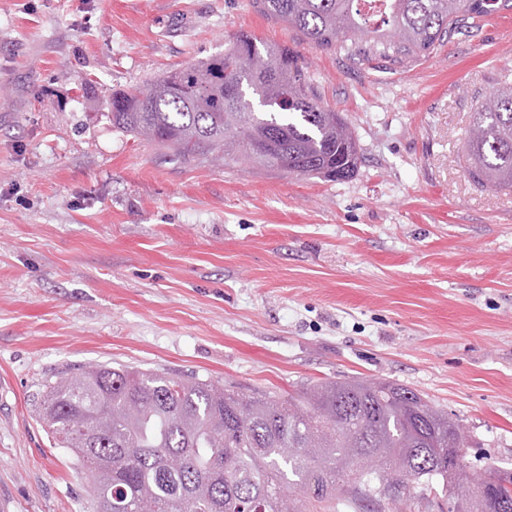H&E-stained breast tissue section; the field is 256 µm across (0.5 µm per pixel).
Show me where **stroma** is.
I'll return each instance as SVG.
<instances>
[{
	"label": "stroma",
	"mask_w": 512,
	"mask_h": 512,
	"mask_svg": "<svg viewBox=\"0 0 512 512\" xmlns=\"http://www.w3.org/2000/svg\"><path fill=\"white\" fill-rule=\"evenodd\" d=\"M246 31L296 51L363 154L332 182L182 163L113 92ZM512 81V10L398 65L303 42L251 0H0V512H93L32 415L90 361L245 393L388 380L512 470V191L472 184L471 114Z\"/></svg>",
	"instance_id": "35a3bbf8"
}]
</instances>
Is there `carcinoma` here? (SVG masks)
Here are the masks:
<instances>
[{"mask_svg": "<svg viewBox=\"0 0 512 512\" xmlns=\"http://www.w3.org/2000/svg\"><path fill=\"white\" fill-rule=\"evenodd\" d=\"M253 0L262 15L318 49L353 60L403 62L430 54L459 24L512 0ZM112 127L184 162L242 154L259 169L327 181L351 178L356 136L319 104L288 47L245 32L224 53L112 95ZM480 190H512V82L472 113L465 145ZM54 445L91 474L95 509L112 512H337L419 498L442 484L464 512H495L496 487L474 494L450 476L446 448L460 426L418 393L389 381L319 383L281 399L208 379L138 367L80 365L46 385L35 406Z\"/></svg>", "mask_w": 512, "mask_h": 512, "instance_id": "carcinoma-1", "label": "carcinoma"}]
</instances>
